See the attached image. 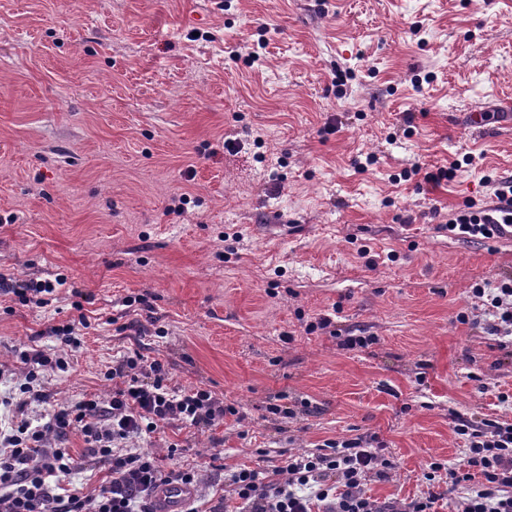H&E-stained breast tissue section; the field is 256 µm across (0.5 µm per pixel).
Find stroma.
<instances>
[{
    "mask_svg": "<svg viewBox=\"0 0 512 512\" xmlns=\"http://www.w3.org/2000/svg\"><path fill=\"white\" fill-rule=\"evenodd\" d=\"M506 103L512 0H0V273L70 282L45 308L0 297V386L79 288L90 327L50 403L109 397L135 349L246 412L139 443L178 444L201 512H238L226 472L366 434L397 464L368 496L456 512L422 472L463 458L456 415L512 422V347L472 294L512 277V237L446 221L512 179ZM139 294L150 319L117 331ZM329 313L368 346L306 332Z\"/></svg>",
    "mask_w": 512,
    "mask_h": 512,
    "instance_id": "35a3bbf8",
    "label": "stroma"
}]
</instances>
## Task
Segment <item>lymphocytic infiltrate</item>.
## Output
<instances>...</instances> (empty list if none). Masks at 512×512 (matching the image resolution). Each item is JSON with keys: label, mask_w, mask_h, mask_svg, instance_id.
<instances>
[{"label": "lymphocytic infiltrate", "mask_w": 512, "mask_h": 512, "mask_svg": "<svg viewBox=\"0 0 512 512\" xmlns=\"http://www.w3.org/2000/svg\"><path fill=\"white\" fill-rule=\"evenodd\" d=\"M498 203L490 209L469 208L453 213L449 231L484 239L512 232V180L500 182ZM67 279L20 280L0 274V295L14 296L20 304L44 306ZM486 298L492 318L489 335L500 344H512V278L493 288L476 289ZM78 318L63 324L48 323L31 336L30 345L17 352L22 381L14 394L13 424L0 431V512H155L154 496L161 485L176 482L195 485L194 472L164 470L156 456L130 449V442L155 433L172 422L196 428L211 427L225 416L237 415L235 405L224 403L207 389L171 388L168 370L159 360H147L133 352L113 361L106 379H121V387L107 400L83 399L47 411L39 420L27 414L32 402L46 401L48 374L66 371V357L41 349L43 338H55L76 349L80 332L89 323L82 303H75ZM80 431L92 460L106 465L109 480L97 493L62 489L80 464L70 449L49 447L51 437ZM454 431L466 443L458 468L450 470L432 462L426 481L443 477L452 486L465 488L458 512H512V423L487 420L481 423L461 417ZM396 465L384 453L378 435L328 440L320 451L289 454L280 478L272 479L254 469L230 471L227 480L245 512H435V497L401 505L367 496L370 478L389 477Z\"/></svg>", "instance_id": "f902f5d3"}]
</instances>
